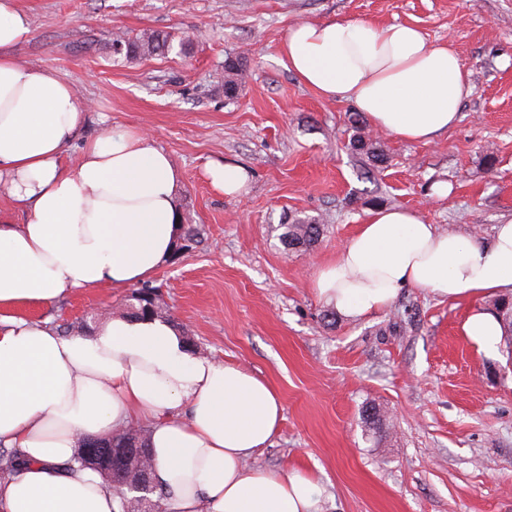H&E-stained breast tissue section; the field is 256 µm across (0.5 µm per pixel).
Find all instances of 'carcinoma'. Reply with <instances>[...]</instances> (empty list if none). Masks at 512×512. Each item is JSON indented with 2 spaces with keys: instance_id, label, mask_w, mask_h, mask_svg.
<instances>
[{
  "instance_id": "1",
  "label": "carcinoma",
  "mask_w": 512,
  "mask_h": 512,
  "mask_svg": "<svg viewBox=\"0 0 512 512\" xmlns=\"http://www.w3.org/2000/svg\"><path fill=\"white\" fill-rule=\"evenodd\" d=\"M172 49L167 38L155 31H142L135 35L123 34L112 40V53L127 60L147 59L159 56ZM245 76V68L239 59H228L224 63V86L240 87ZM357 149L365 152L373 165L385 162L384 154L377 151L373 144H369L362 137L354 141ZM282 240L290 249L314 246L323 228L318 219L312 217H296L291 223L283 225ZM496 315L508 332L512 334V299H497L494 301ZM362 420L365 430L373 438L381 437L386 417L381 414L380 408L373 404L362 408ZM110 447L124 453L125 464L122 475L117 478L110 477L109 470L101 462H93L81 454H76V460L81 466L98 472L106 481L112 484L115 497L120 504V512H137L143 499L157 506L162 499V492L158 491L153 478L152 470H139L135 467L138 459L151 454L149 444V431L140 428L135 433L120 430L112 436L105 438ZM19 452L14 448L0 447V481L19 473Z\"/></svg>"
}]
</instances>
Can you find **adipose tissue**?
<instances>
[{"label": "adipose tissue", "mask_w": 512, "mask_h": 512, "mask_svg": "<svg viewBox=\"0 0 512 512\" xmlns=\"http://www.w3.org/2000/svg\"><path fill=\"white\" fill-rule=\"evenodd\" d=\"M30 33L15 0H0V191L26 215L20 224L0 218V446L26 461L0 482V512H119L103 479L71 460L84 438L143 423L163 512H321L309 473L245 466L283 418L266 380L187 351L167 320L112 316L65 336L15 315L22 304L151 280L181 223V173L143 129L87 139L78 163L62 164L86 108L68 83L17 61ZM281 56L318 96L353 102L373 128L407 142L453 127L469 91L453 46L402 23L298 22ZM312 286L350 320L408 287L470 301L460 336L500 356L504 329L478 301L512 292V219L481 241L408 209L371 210Z\"/></svg>", "instance_id": "ef3b65f1"}]
</instances>
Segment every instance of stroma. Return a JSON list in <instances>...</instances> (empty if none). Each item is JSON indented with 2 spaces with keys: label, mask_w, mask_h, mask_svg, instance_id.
<instances>
[{
  "label": "stroma",
  "mask_w": 512,
  "mask_h": 512,
  "mask_svg": "<svg viewBox=\"0 0 512 512\" xmlns=\"http://www.w3.org/2000/svg\"><path fill=\"white\" fill-rule=\"evenodd\" d=\"M29 17L17 59L66 80L87 107L79 140L110 127L150 132L182 175L178 204L202 239L153 278L199 355L239 365L279 393L283 419L251 463L301 469L322 512H512V340L488 359L461 338L469 304L403 289L385 310L327 323L312 278L335 259L370 209L416 211L442 231L490 238L512 219V0H16ZM408 23L451 44L469 73L458 122L428 143L377 133L384 170L355 151L352 104L326 100L281 63L291 25L329 19ZM155 30L190 54L127 62L112 34ZM249 76L224 96V61ZM231 160L247 193L225 196L206 166ZM447 184L446 195L435 193ZM320 219L310 250L282 226ZM124 288L80 291L18 316L79 322L124 314ZM390 416L382 441L361 411Z\"/></svg>",
  "instance_id": "stroma-1"
}]
</instances>
